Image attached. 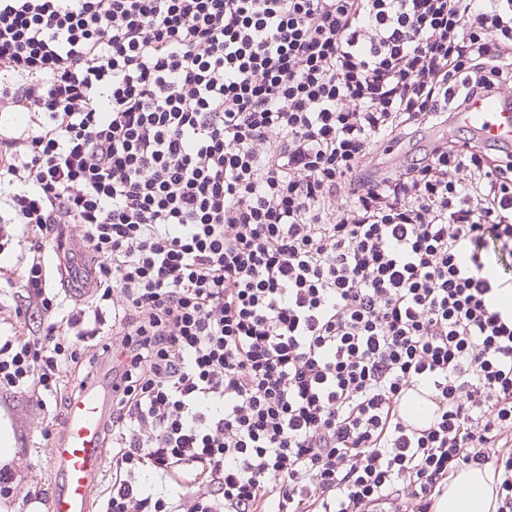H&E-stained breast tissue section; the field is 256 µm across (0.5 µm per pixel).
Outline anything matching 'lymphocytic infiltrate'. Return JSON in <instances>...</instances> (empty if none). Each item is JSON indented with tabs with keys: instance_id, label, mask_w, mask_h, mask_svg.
I'll list each match as a JSON object with an SVG mask.
<instances>
[{
	"instance_id": "obj_1",
	"label": "lymphocytic infiltrate",
	"mask_w": 512,
	"mask_h": 512,
	"mask_svg": "<svg viewBox=\"0 0 512 512\" xmlns=\"http://www.w3.org/2000/svg\"><path fill=\"white\" fill-rule=\"evenodd\" d=\"M485 94L512 105V0H0V213L33 254L0 281L46 322L0 387L111 378L99 512H432L468 467L512 512V151L373 166ZM55 224L112 304L89 356ZM53 251L56 256L55 268L59 272L61 285L52 266L53 254L51 248H48L45 254H42L50 277L48 288H51V293L56 295L57 302H62L67 309H71L75 304L66 297L61 286L66 288L68 295L73 300L80 302L90 293L95 274L91 267L85 263L84 257L67 247L65 231L64 235L57 239Z\"/></svg>"
}]
</instances>
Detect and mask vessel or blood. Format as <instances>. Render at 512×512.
<instances>
[{
  "mask_svg": "<svg viewBox=\"0 0 512 512\" xmlns=\"http://www.w3.org/2000/svg\"><path fill=\"white\" fill-rule=\"evenodd\" d=\"M454 127L480 142L512 148V106L499 98L473 100L454 117ZM60 284L76 301L93 287L95 274L84 258L68 248L65 238L53 247ZM112 408V383L102 378L88 386L68 408L61 442L50 445L51 461L62 462L60 482L46 503V512H89L91 492L105 471L102 429Z\"/></svg>",
  "mask_w": 512,
  "mask_h": 512,
  "instance_id": "1",
  "label": "vessel or blood"
}]
</instances>
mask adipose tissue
I'll list each match as a JSON object with an SVG mask.
<instances>
[{"label": "adipose tissue", "instance_id": "ef3b65f1", "mask_svg": "<svg viewBox=\"0 0 512 512\" xmlns=\"http://www.w3.org/2000/svg\"><path fill=\"white\" fill-rule=\"evenodd\" d=\"M497 507L492 472L469 467L449 479L434 512H496Z\"/></svg>", "mask_w": 512, "mask_h": 512}]
</instances>
